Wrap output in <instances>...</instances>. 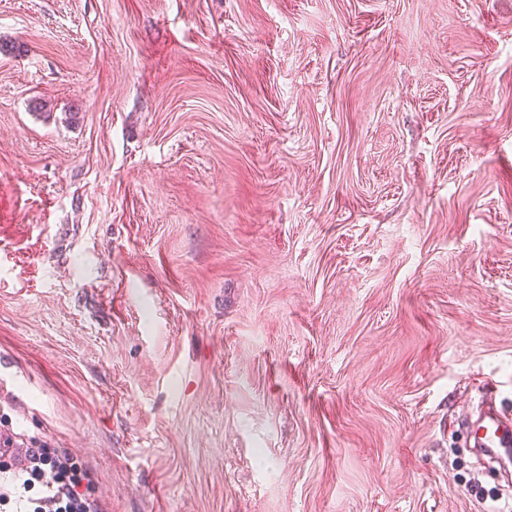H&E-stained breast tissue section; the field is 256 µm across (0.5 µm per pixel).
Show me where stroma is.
<instances>
[{"label":"stroma","mask_w":512,"mask_h":512,"mask_svg":"<svg viewBox=\"0 0 512 512\" xmlns=\"http://www.w3.org/2000/svg\"><path fill=\"white\" fill-rule=\"evenodd\" d=\"M0 43V434L100 512L512 495L459 429L512 410V0H0Z\"/></svg>","instance_id":"stroma-1"}]
</instances>
